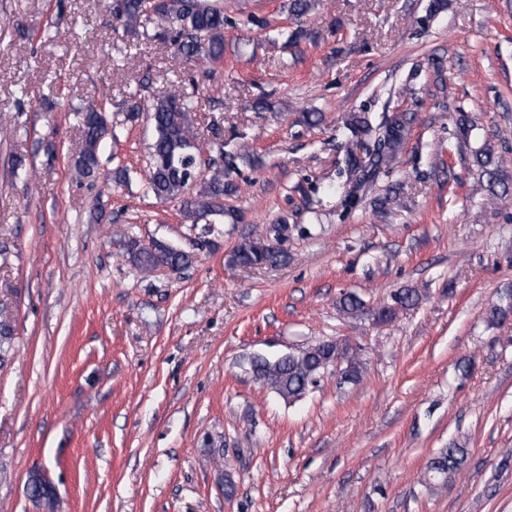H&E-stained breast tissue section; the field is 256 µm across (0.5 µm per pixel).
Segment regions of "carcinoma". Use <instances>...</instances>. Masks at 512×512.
I'll return each instance as SVG.
<instances>
[{
    "mask_svg": "<svg viewBox=\"0 0 512 512\" xmlns=\"http://www.w3.org/2000/svg\"><path fill=\"white\" fill-rule=\"evenodd\" d=\"M316 6L317 0H289L288 16L299 20L310 15ZM110 9L112 17L127 33H142L151 39L169 41L186 57L217 61L224 56V9L211 0H112ZM189 109L190 101L176 90L153 99L147 106L154 136L149 145L146 183L148 191L159 200H182L183 215L196 221L208 215L224 214V195L235 190L227 176L235 169L236 155L224 152L220 130L212 129V149L216 155L208 159V165L215 170L208 180L197 182L201 150L194 144L196 135L184 119ZM80 119L83 148L74 163L75 177L93 183L99 178L98 149L107 133L108 120L102 115V109L93 103L82 109ZM410 121L411 117L406 114L385 118L378 124L368 112H352L347 116L343 172L346 184L353 187L354 192H346L345 205H356L360 201L359 192L374 184L381 169L387 167L402 149ZM473 163L486 177L490 196H508L507 177L492 146L486 145L476 151ZM236 252L248 266L275 265L283 257L278 248L266 246L259 237L246 239L238 245ZM126 257L143 270H153L161 262L183 270L194 261L192 253L174 251L161 240H154L147 247L131 239L126 245ZM391 301L394 305L384 303L369 312L370 315L379 322L391 321L398 309L415 305L418 294L412 288L402 289L391 296ZM338 309L351 316L366 313L363 302L353 293L340 298ZM511 315L512 293H509L490 308L488 320L495 324ZM331 358L341 363L346 378L358 380L362 377V348L342 339L304 348L285 364L270 359L260 361L255 365L254 375L283 399L293 400L311 388V379L319 376L320 366ZM466 455L467 449L456 445L440 449L428 464L426 486H444L448 474L459 468Z\"/></svg>",
    "mask_w": 512,
    "mask_h": 512,
    "instance_id": "obj_1",
    "label": "carcinoma"
}]
</instances>
